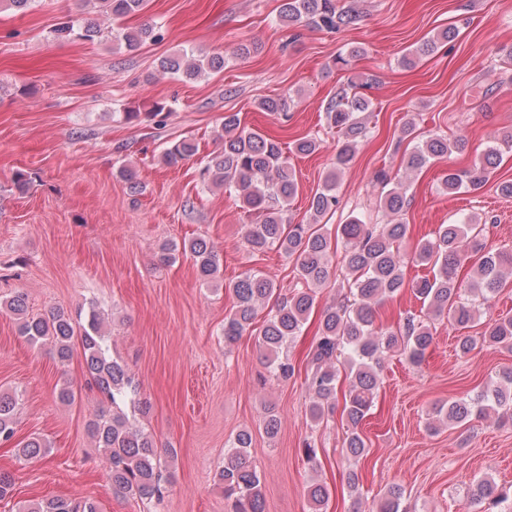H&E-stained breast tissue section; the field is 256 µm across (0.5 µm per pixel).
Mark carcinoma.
Returning <instances> with one entry per match:
<instances>
[{
    "label": "carcinoma",
    "instance_id": "obj_1",
    "mask_svg": "<svg viewBox=\"0 0 512 512\" xmlns=\"http://www.w3.org/2000/svg\"><path fill=\"white\" fill-rule=\"evenodd\" d=\"M97 14L112 22L145 9L147 0H94ZM358 13L345 7L339 0H282L280 23L288 28L312 26L319 30L336 32L353 25ZM102 34V24L65 18L52 30L53 39L60 42L90 41ZM455 29L448 27L437 36L422 43L416 55L423 57L438 48V44L451 42ZM154 38V27L144 24L138 28L120 29L112 35L132 51ZM221 54L183 53L161 60L160 67L171 74L188 80L204 77L224 69ZM367 83L350 82L340 88L325 109L327 125L341 135V146L336 156V170L330 172L322 188L310 202L312 223L293 224L287 217L288 202L296 194L295 170L288 163L280 142L241 125L236 114L224 116L216 131L222 148L208 158L200 170L202 182L224 192L234 194L243 207L255 216V222L246 230V242L253 251L278 247L294 261L297 286L282 294L273 280L247 271L232 284L236 298L233 311L224 319V341L232 342L243 332L254 327L257 308L273 302L269 317L256 329L257 343L264 353L268 368L278 380H288L295 368L289 362L287 347L298 336L310 311L314 307V288L330 277L328 260V228L320 219L336 210L338 171L354 158L366 134L361 114L368 111L370 98L364 90ZM403 135L418 143L410 153L406 170L421 169L451 152L448 138L442 135L419 137L414 125L403 129ZM320 148V140L311 135L296 139L291 151L310 155ZM197 153V145L180 140L167 147L161 161L175 167ZM498 149L493 148L480 156L467 169L448 168L441 183L448 193L460 190H479L488 181ZM380 188L379 208L390 216L384 224H369L354 217L336 227V237L343 244L344 302L323 311L321 329L309 352L308 386L312 393L310 414L321 421L333 412L336 401V382L339 370H344L347 389L344 393V416L349 434L345 446L353 457L366 453V444L358 426L372 407L378 388V372L382 362L390 356H403L418 365L434 341L430 326L406 316L394 327L376 324L374 305L409 288L416 297L426 302L436 316L447 315L448 322L460 332L472 327L475 321L474 304L462 299L466 293L487 301L488 296L501 288L504 280L512 276V251L487 249V225L474 215H468L455 224H442L435 236L419 242L410 255L413 262L430 267L432 276L405 280L404 255L400 245L405 240L408 224L401 219L406 204V177H391L380 171L374 177ZM190 255L199 279L213 282L221 274L219 259L213 245L199 238L177 248L167 249L165 262L176 259V252ZM475 259L468 282L458 278V268L467 260ZM0 306L10 312L18 323V331L34 344L48 345L57 359L68 361L75 346L83 351L87 384L96 389L112 406V413L100 412L92 423L91 432L109 469L112 490L140 499L160 500L166 488L161 483L163 460L153 437L142 430L122 409L133 401L135 388L125 366L112 356L109 332L95 306H90L84 319L75 322L62 309L45 315L30 314L25 296L17 293L1 301ZM487 347L512 351V317L498 318L488 323L479 337H459L457 350L469 354L476 343ZM19 401L16 394L0 395V444L11 441L16 430L15 409ZM512 408V370L504 372L487 383L474 397L448 402L437 408L436 421L457 424L473 413H487ZM251 434L239 432L231 449L224 456V469L219 480L224 495L231 500V512H264L261 480L253 464L249 448ZM49 445L32 437L15 449L18 461L30 462L48 453ZM312 512H322L329 498V490L314 482L307 488ZM402 490L390 487L378 503L379 512H398ZM508 498L492 479L480 478L469 490L468 503L486 504L485 512ZM23 512H99L95 502L84 500L72 503L62 499L33 501Z\"/></svg>",
    "mask_w": 512,
    "mask_h": 512
}]
</instances>
